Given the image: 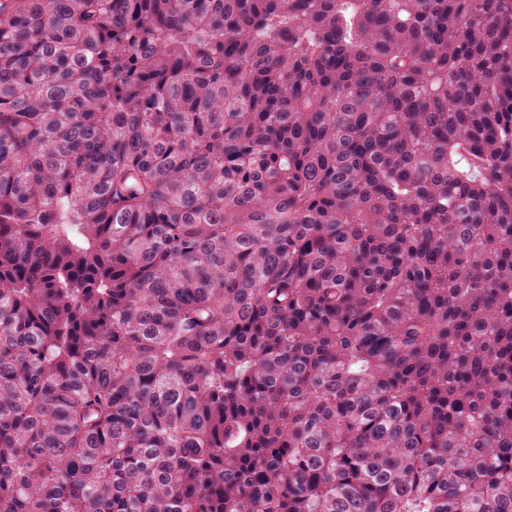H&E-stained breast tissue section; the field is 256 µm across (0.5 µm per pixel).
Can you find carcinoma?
Wrapping results in <instances>:
<instances>
[{"mask_svg": "<svg viewBox=\"0 0 512 512\" xmlns=\"http://www.w3.org/2000/svg\"><path fill=\"white\" fill-rule=\"evenodd\" d=\"M0 512H512V0H0Z\"/></svg>", "mask_w": 512, "mask_h": 512, "instance_id": "obj_1", "label": "carcinoma"}]
</instances>
